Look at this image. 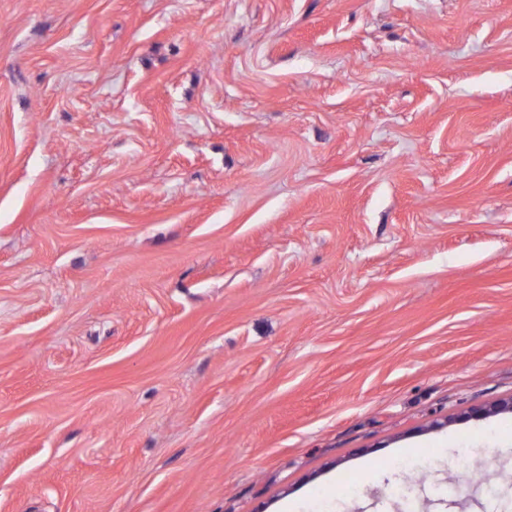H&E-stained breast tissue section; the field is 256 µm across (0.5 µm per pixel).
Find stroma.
Wrapping results in <instances>:
<instances>
[{
  "label": "stroma",
  "mask_w": 512,
  "mask_h": 512,
  "mask_svg": "<svg viewBox=\"0 0 512 512\" xmlns=\"http://www.w3.org/2000/svg\"><path fill=\"white\" fill-rule=\"evenodd\" d=\"M512 0H0V512H512Z\"/></svg>",
  "instance_id": "35a3bbf8"
}]
</instances>
